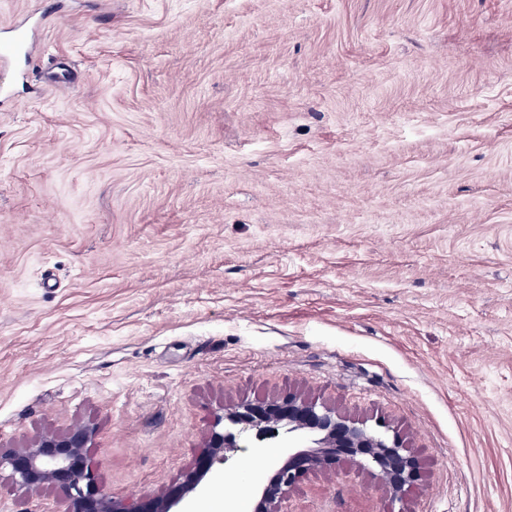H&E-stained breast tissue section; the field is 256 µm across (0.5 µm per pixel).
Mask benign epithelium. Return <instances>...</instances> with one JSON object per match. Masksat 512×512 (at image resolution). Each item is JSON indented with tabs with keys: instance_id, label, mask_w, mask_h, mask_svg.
<instances>
[{
	"instance_id": "obj_1",
	"label": "benign epithelium",
	"mask_w": 512,
	"mask_h": 512,
	"mask_svg": "<svg viewBox=\"0 0 512 512\" xmlns=\"http://www.w3.org/2000/svg\"><path fill=\"white\" fill-rule=\"evenodd\" d=\"M93 436L87 424L46 433L22 448L0 453V470L26 496L52 487L63 494V512H179L188 497L206 491L205 478L243 440L288 439V453L256 488L253 512H287L292 489L309 473H336L346 459L359 460L384 488L391 503H404L417 484L420 463L402 438L371 429L335 409L297 393L224 406L214 416L205 450L182 479L150 497L115 499L101 489L84 450Z\"/></svg>"
}]
</instances>
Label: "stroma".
Returning a JSON list of instances; mask_svg holds the SVG:
<instances>
[{
    "label": "stroma",
    "mask_w": 512,
    "mask_h": 512,
    "mask_svg": "<svg viewBox=\"0 0 512 512\" xmlns=\"http://www.w3.org/2000/svg\"><path fill=\"white\" fill-rule=\"evenodd\" d=\"M0 449L78 423L113 497L301 393L512 512V0H0ZM77 78L61 86L51 67ZM282 441L210 491L250 512ZM291 512H385L352 460ZM0 479V512H62Z\"/></svg>",
    "instance_id": "1"
}]
</instances>
